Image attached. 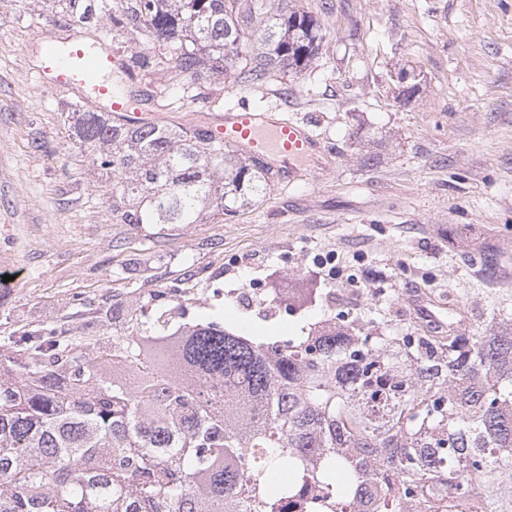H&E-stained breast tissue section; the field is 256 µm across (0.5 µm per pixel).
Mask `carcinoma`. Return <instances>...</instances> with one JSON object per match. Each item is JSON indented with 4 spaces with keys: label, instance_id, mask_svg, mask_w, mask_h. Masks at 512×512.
<instances>
[{
    "label": "carcinoma",
    "instance_id": "1",
    "mask_svg": "<svg viewBox=\"0 0 512 512\" xmlns=\"http://www.w3.org/2000/svg\"><path fill=\"white\" fill-rule=\"evenodd\" d=\"M284 0H125L116 21L148 30L170 69L263 84L318 54L315 19ZM77 139L125 180L121 224H198L252 201L262 162L231 155L201 128L126 126L87 111ZM293 312L319 288L282 281ZM448 307V335L375 336L333 312L306 336H254L218 311L171 324L113 304L130 335L104 342L39 328L0 343V512H323L357 510L363 467L399 482L387 512H413L512 478V319L474 334ZM138 372L137 387L114 378ZM233 385L217 403L210 386ZM264 408L256 420L247 405ZM352 448L356 455L337 454ZM294 475L283 482L275 475ZM320 501L304 499L302 487Z\"/></svg>",
    "mask_w": 512,
    "mask_h": 512
}]
</instances>
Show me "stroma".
Wrapping results in <instances>:
<instances>
[{
	"instance_id": "1",
	"label": "stroma",
	"mask_w": 512,
	"mask_h": 512,
	"mask_svg": "<svg viewBox=\"0 0 512 512\" xmlns=\"http://www.w3.org/2000/svg\"><path fill=\"white\" fill-rule=\"evenodd\" d=\"M317 21V57L260 87L223 75L132 70L170 126L205 124L241 105L307 121L321 150L306 175L273 183L255 204L200 224L116 223L120 172L77 142L86 111L35 74L46 35L103 46L122 64L152 47L146 29L113 21L121 0H0V340L44 324L103 339L124 322L94 319L139 291L148 314L166 288L172 316L212 309L257 336L304 335L316 304L286 314L245 308L231 290L317 281L334 254L353 286L340 307L397 328L419 322L407 299L423 290L465 312L466 330L512 313V0H292ZM91 7L77 22L74 7ZM415 85L403 102L400 73ZM495 274H488L485 261Z\"/></svg>"
}]
</instances>
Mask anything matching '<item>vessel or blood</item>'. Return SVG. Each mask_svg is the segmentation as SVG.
I'll use <instances>...</instances> for the list:
<instances>
[{"label": "vessel or blood", "mask_w": 512, "mask_h": 512, "mask_svg": "<svg viewBox=\"0 0 512 512\" xmlns=\"http://www.w3.org/2000/svg\"><path fill=\"white\" fill-rule=\"evenodd\" d=\"M40 66L36 75L52 91H77L87 104L105 100L110 104L112 117L129 125H153L157 114L148 112L141 93L124 98L112 95L106 76L115 62L110 52H91L74 41L47 39L39 48ZM206 131L209 137L255 158H271L281 168L286 180L300 173V159L312 156L319 145L301 123L276 118L249 110L215 113ZM413 310L419 319L433 327L445 328L443 305L416 290L410 296Z\"/></svg>", "instance_id": "b4317fda"}]
</instances>
